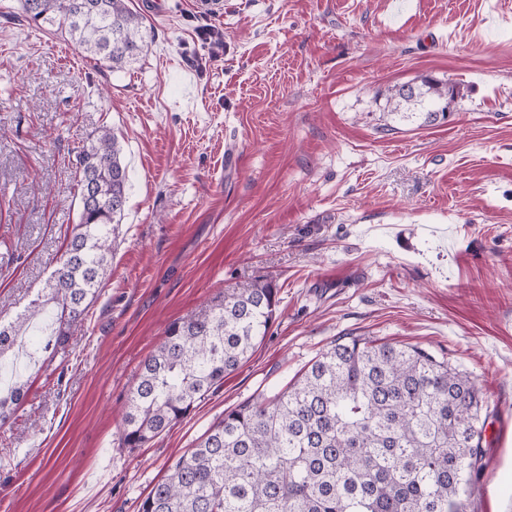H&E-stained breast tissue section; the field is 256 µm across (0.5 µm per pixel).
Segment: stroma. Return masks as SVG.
Here are the masks:
<instances>
[{"instance_id": "stroma-1", "label": "stroma", "mask_w": 512, "mask_h": 512, "mask_svg": "<svg viewBox=\"0 0 512 512\" xmlns=\"http://www.w3.org/2000/svg\"><path fill=\"white\" fill-rule=\"evenodd\" d=\"M149 51L111 69L0 0V317L44 295L77 222V154L117 133L128 202L111 276L66 354L28 337L0 426V512H138L225 410L336 340L415 345L485 400L466 512H512V0H130ZM455 84L448 119L388 88ZM256 279L277 318L239 369L120 445L166 325ZM28 393L27 382L15 381L10 388L8 398L0 396V422L4 424L25 401Z\"/></svg>"}]
</instances>
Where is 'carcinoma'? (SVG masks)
Segmentation results:
<instances>
[{
    "label": "carcinoma",
    "instance_id": "1",
    "mask_svg": "<svg viewBox=\"0 0 512 512\" xmlns=\"http://www.w3.org/2000/svg\"><path fill=\"white\" fill-rule=\"evenodd\" d=\"M20 0L29 22L69 36L108 67L148 50L143 17L128 0ZM455 85L423 78L388 90L387 102L447 118ZM105 129L78 153L79 221L55 260L44 300L0 321V359L43 313L53 352L100 293L127 204V167ZM278 288L244 283L169 323L142 362L123 418L122 444L140 448L184 419L246 362L275 320ZM27 383L0 396V422L25 401ZM483 400L473 381L418 346L339 340L286 388L224 411L180 457L138 512H464L461 491L482 461Z\"/></svg>",
    "mask_w": 512,
    "mask_h": 512
}]
</instances>
